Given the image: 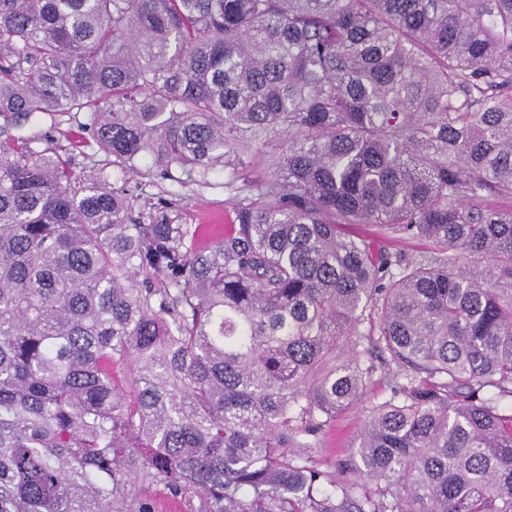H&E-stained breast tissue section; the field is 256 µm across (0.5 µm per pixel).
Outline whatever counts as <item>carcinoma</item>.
Masks as SVG:
<instances>
[{"label": "carcinoma", "instance_id": "carcinoma-1", "mask_svg": "<svg viewBox=\"0 0 512 512\" xmlns=\"http://www.w3.org/2000/svg\"><path fill=\"white\" fill-rule=\"evenodd\" d=\"M72 112L87 178L23 135ZM279 133L215 241L106 183ZM509 396L512 0H0V512H512ZM398 234H391L389 239L382 241L391 251L400 250L407 258H419L420 256H436L438 254L437 247L427 241L411 240L401 238ZM397 368L394 364L390 371L378 368L373 379L359 403L341 412L325 432L317 439V447L312 448V455L323 470L334 471L340 479H349L347 472L340 473L336 464L340 459L350 455L358 446L360 434L370 408L376 403L389 399L396 380ZM132 491L152 497L156 501L157 512H196L199 503L197 494L191 489L177 498L162 491L160 487L143 483H135Z\"/></svg>", "mask_w": 512, "mask_h": 512}]
</instances>
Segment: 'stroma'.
<instances>
[{"label": "stroma", "mask_w": 512, "mask_h": 512, "mask_svg": "<svg viewBox=\"0 0 512 512\" xmlns=\"http://www.w3.org/2000/svg\"><path fill=\"white\" fill-rule=\"evenodd\" d=\"M25 132L35 137L39 150L46 140H54L63 152L71 153L76 171H91L100 161L99 155L90 151L72 152V140L83 133L78 120L65 116L55 121L44 115L26 127ZM286 144L284 136H269L244 153L242 165L216 169L205 181L184 186L168 179L153 156L148 155L136 172L118 177L116 184L131 196L134 219L147 224L166 216L177 224L203 225L209 233L218 235L233 218L232 200L238 190L269 179V163ZM395 380V372L377 370L361 401L341 412L321 434L312 450L321 469L335 470L337 462L357 447L370 408L391 397Z\"/></svg>", "instance_id": "obj_1"}]
</instances>
